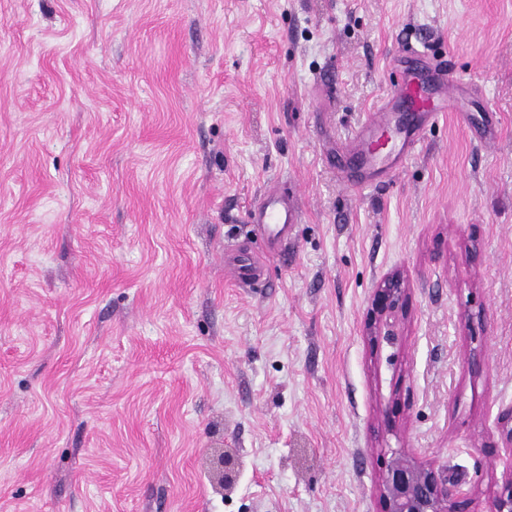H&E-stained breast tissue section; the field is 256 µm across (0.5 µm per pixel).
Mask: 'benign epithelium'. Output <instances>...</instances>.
I'll return each mask as SVG.
<instances>
[{
	"instance_id": "1",
	"label": "benign epithelium",
	"mask_w": 512,
	"mask_h": 512,
	"mask_svg": "<svg viewBox=\"0 0 512 512\" xmlns=\"http://www.w3.org/2000/svg\"><path fill=\"white\" fill-rule=\"evenodd\" d=\"M407 288L398 273L385 277L371 299L372 318L368 335L395 339L400 319L405 313ZM502 438L512 458V408L499 414ZM214 480L230 490L240 476V462L230 448L218 449L211 460ZM382 512H512V468L503 486L493 492L490 508L483 511L474 488L446 469L425 468L414 459L390 450L384 459L379 485Z\"/></svg>"
}]
</instances>
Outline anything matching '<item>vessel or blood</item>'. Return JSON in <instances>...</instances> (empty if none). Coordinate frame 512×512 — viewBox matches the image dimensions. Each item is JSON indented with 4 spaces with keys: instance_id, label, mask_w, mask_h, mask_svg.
<instances>
[{
    "instance_id": "1",
    "label": "vessel or blood",
    "mask_w": 512,
    "mask_h": 512,
    "mask_svg": "<svg viewBox=\"0 0 512 512\" xmlns=\"http://www.w3.org/2000/svg\"><path fill=\"white\" fill-rule=\"evenodd\" d=\"M463 77L449 74L444 62L427 63L425 70L406 72L392 97L382 101L353 141L337 151L331 165L352 190L391 178L418 148L424 128L437 121L452 103ZM270 245L283 243L299 212L289 195L270 188L248 213ZM260 270L249 255H237L233 276L240 284L256 280Z\"/></svg>"
}]
</instances>
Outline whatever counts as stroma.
I'll return each mask as SVG.
<instances>
[{
  "label": "stroma",
  "instance_id": "35a3bbf8",
  "mask_svg": "<svg viewBox=\"0 0 512 512\" xmlns=\"http://www.w3.org/2000/svg\"><path fill=\"white\" fill-rule=\"evenodd\" d=\"M410 47L468 82L351 192L324 151ZM511 406L512 0H0V512H381L385 448L484 499ZM250 222L258 224L270 245L282 244L294 224L299 221V212L289 195L273 187L265 191L248 213ZM232 272L234 278L243 285L256 280L260 275L257 261L247 254H239L236 256ZM407 288L399 273L385 277L371 299L372 318L368 323V336H385L393 340L398 336L400 319L405 313ZM211 468L217 485L225 491L231 490L239 479V458L230 448L215 450L211 460Z\"/></svg>",
  "mask_w": 512,
  "mask_h": 512
}]
</instances>
